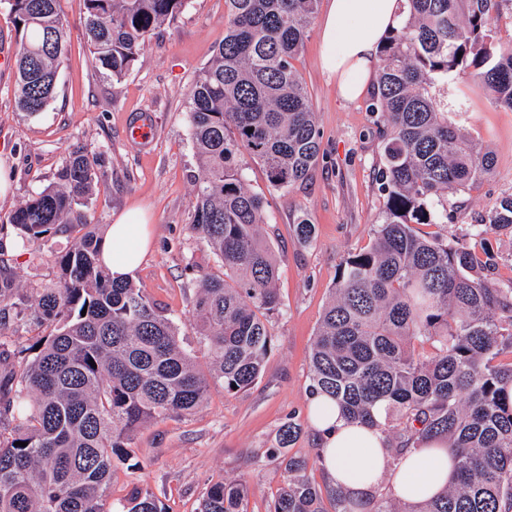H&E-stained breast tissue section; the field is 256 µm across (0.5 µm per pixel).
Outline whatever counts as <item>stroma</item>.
<instances>
[{"mask_svg": "<svg viewBox=\"0 0 512 512\" xmlns=\"http://www.w3.org/2000/svg\"><path fill=\"white\" fill-rule=\"evenodd\" d=\"M70 30L67 54L58 70L56 93L42 111H18L14 77L0 76V169L11 187L0 195V221L36 192L54 182L69 151L77 145L96 152L105 180L89 210L92 223L106 232L115 218L138 207L150 217L152 245L133 281L179 327L184 347L198 364L207 351L200 344L193 301L202 273L217 271L209 248L191 232L196 158L185 114L186 93L198 70L224 39V0H190L188 6L145 42L131 71L113 81L95 64L83 36L78 0H60ZM318 23H311L294 62L305 85L322 138L307 180L288 191L270 188L248 156L238 164L252 190L265 198L262 235L278 258L280 311L268 320L272 348L261 378L250 389L228 395L212 387L193 416L170 417L143 427L133 453L139 468L113 469L108 506L125 501L132 487L152 492L165 512H198L207 489L219 480L246 478V512H270L285 472L278 457L279 431L294 422L299 436L290 454L310 459L309 478L327 486L313 458L318 437L307 414L309 352L338 265L348 253L367 247L379 224L384 200L378 191L380 155L376 116L369 97L343 100L335 80L320 64ZM448 115L495 155L493 174L468 193L450 194L465 206L453 224H422L428 236L464 238L479 213L512 192V111L491 104L477 83L449 81L439 88ZM148 120L155 137L147 145L130 141V124ZM315 226V238L302 245L294 234L297 217ZM72 237L57 234L21 246L7 240L0 248V271L23 289L56 282L58 255ZM46 326L0 320V379L10 380L15 354L48 335Z\"/></svg>", "mask_w": 512, "mask_h": 512, "instance_id": "1", "label": "stroma"}]
</instances>
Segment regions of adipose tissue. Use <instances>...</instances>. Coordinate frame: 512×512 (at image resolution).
<instances>
[{
  "label": "adipose tissue",
  "instance_id": "obj_1",
  "mask_svg": "<svg viewBox=\"0 0 512 512\" xmlns=\"http://www.w3.org/2000/svg\"><path fill=\"white\" fill-rule=\"evenodd\" d=\"M400 20V0H329L320 25L321 62L341 97L353 100L366 91L379 48ZM150 244L144 214L133 209L110 225L101 260L113 279L126 280L138 270ZM309 418L318 434L321 467L328 481L352 495L376 492L385 483L398 498L424 501L449 481L452 466L442 445L408 453L393 468L387 463L388 441L380 427L347 420L335 403L322 396L311 398Z\"/></svg>",
  "mask_w": 512,
  "mask_h": 512
}]
</instances>
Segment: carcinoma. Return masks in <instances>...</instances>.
Listing matches in <instances>:
<instances>
[{
	"label": "carcinoma",
	"mask_w": 512,
	"mask_h": 512,
	"mask_svg": "<svg viewBox=\"0 0 512 512\" xmlns=\"http://www.w3.org/2000/svg\"><path fill=\"white\" fill-rule=\"evenodd\" d=\"M189 2L79 0L98 66L120 80L145 41ZM402 2L369 103L379 113L385 211L370 245L339 264L310 353L309 393L392 433L386 454L394 466L412 448L446 443L453 476L423 502L377 494L359 503L340 487L320 488L306 477V459L284 454L286 480L271 512H512V279L497 280L487 246L491 232L512 234V194L475 219L467 245L414 228L453 222L448 193L476 187L495 168L492 151L448 118L433 89L474 76L512 111V44L492 35L501 21L512 25V0ZM317 3L225 0L224 40L187 93L197 158L192 230L221 268L200 277L193 306L206 369L181 345L175 321L101 264L102 239L87 220L102 183L95 153L74 147L58 181L8 215L25 242L52 233L75 242L60 256L53 287L24 293L0 276V315L52 327L19 364L4 400L11 428L0 431V512H111L112 468L131 458L141 427L192 415L213 385L236 394L261 376L268 318L279 311L277 258L261 234L263 196L236 158L248 155L280 191L315 165L320 130L293 61ZM8 4L17 35L14 100L33 115L53 96L68 25L58 0ZM295 231L304 244L315 237L303 216ZM247 495L245 480L219 481L199 512H244ZM122 512L164 510L136 487Z\"/></svg>",
	"instance_id": "cac0c4a2"
}]
</instances>
